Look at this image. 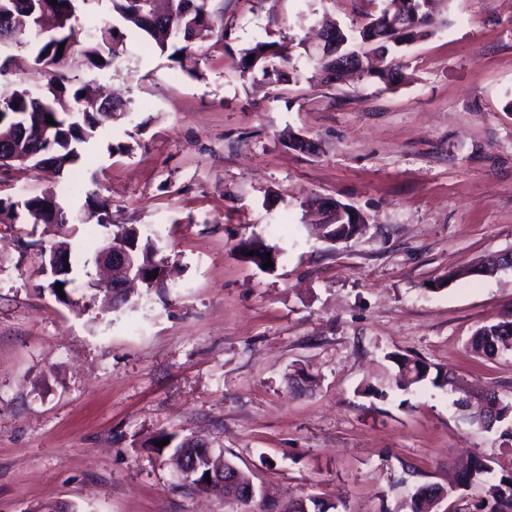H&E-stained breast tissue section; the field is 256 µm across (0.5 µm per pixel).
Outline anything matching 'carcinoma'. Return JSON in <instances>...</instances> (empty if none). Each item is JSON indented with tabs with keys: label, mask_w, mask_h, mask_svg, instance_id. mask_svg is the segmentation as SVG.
Wrapping results in <instances>:
<instances>
[{
	"label": "carcinoma",
	"mask_w": 512,
	"mask_h": 512,
	"mask_svg": "<svg viewBox=\"0 0 512 512\" xmlns=\"http://www.w3.org/2000/svg\"><path fill=\"white\" fill-rule=\"evenodd\" d=\"M397 8L385 10L378 16L363 21L356 29L347 32L336 24L326 25L328 31H340L338 44L340 53H357L366 56L365 49L391 52L407 47L434 34L440 25L429 8L431 0H394ZM78 0H0V44L19 42L24 36L36 31L42 34L37 44L34 61L44 69L46 82L37 94L17 87L8 94L0 93V137L5 139L13 134L15 119L20 118L31 128L46 125L51 117L52 141L33 136L22 143L24 149L21 164L33 168L52 167L59 172L76 167L88 148L101 134L99 113L116 112L123 115L126 104L119 101L110 106L102 101L92 103L79 96L84 88L76 85L56 67L68 59L78 56L94 68L110 67L126 51L127 33L152 39L160 50L175 47L174 54L188 57L192 53L193 40L202 29H218L224 33L223 19L210 8L211 0H167L164 10L158 9L156 0H112V10L122 19L125 30L108 23L99 29V35L91 38L85 31L72 24ZM64 49H59L60 44ZM62 55H57V52ZM253 61L244 62V69L259 70L263 75L274 74L279 79L287 77L284 70L271 68L269 63L278 56L276 45L269 41H258L244 52V57ZM400 62L393 59L381 71H368L369 77L391 85L399 76ZM19 107H14V104ZM60 208L62 219L76 220L78 224L96 223L102 226L112 223L109 204L97 193L86 194L84 202L75 210L65 206L57 194L46 190L40 194L20 198L0 197V216L17 221L26 218L34 224H44L45 213ZM359 228L351 224H335L322 227V236L329 242L336 241L341 234L349 239ZM127 240L135 261V269L154 288L164 284L168 270L164 263L156 260V250L151 239H142L132 228L117 226L113 238ZM254 255H249V252ZM245 260L263 268L267 261L277 263L275 247L262 240H253L244 245ZM271 257H266V254ZM158 271L156 277L151 272ZM472 350L484 357H493L507 351L512 352V320L503 319L480 326L471 339ZM395 365L394 383L401 390L415 387L425 381L435 386L450 385L452 379L441 368L432 369L424 361L407 354L389 355ZM468 421L479 427L490 428L495 423H508L510 427L503 434L512 438V401L499 397L497 391L485 388L480 392L477 411L470 412V403H462ZM169 439L166 447L172 454L186 448H195L200 438L190 436L177 438L175 434H162L159 439ZM459 491V497L467 498L469 512H512V468H496L493 461L479 455L462 461L457 470L453 486L446 488L437 484L421 485L405 500L402 509L408 512H436L435 500Z\"/></svg>",
	"instance_id": "1"
}]
</instances>
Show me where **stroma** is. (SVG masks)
<instances>
[{
    "mask_svg": "<svg viewBox=\"0 0 512 512\" xmlns=\"http://www.w3.org/2000/svg\"><path fill=\"white\" fill-rule=\"evenodd\" d=\"M224 38L177 63L142 37L111 67L63 71L131 108L106 121L83 174L0 172V197L96 189L113 223L152 237L171 276L103 304L83 272L59 302L40 248L70 239L95 255L111 229L0 223V512H243L177 483L163 432L196 436L277 498L346 512H397L462 458L512 464V440L468 423L462 391L512 401V353L470 347L512 318V271L453 279L512 249V0H441L445 24L402 49L391 88L313 80L303 41L323 17L344 28L391 0H212ZM38 35L0 47V90L39 89ZM281 44L289 80L243 69L256 41ZM307 136L316 155L289 148ZM133 138L130 155L111 139ZM365 218L329 244L311 200ZM261 239L274 271L242 259ZM454 383L392 387L391 353Z\"/></svg>",
    "mask_w": 512,
    "mask_h": 512,
    "instance_id": "1",
    "label": "stroma"
}]
</instances>
